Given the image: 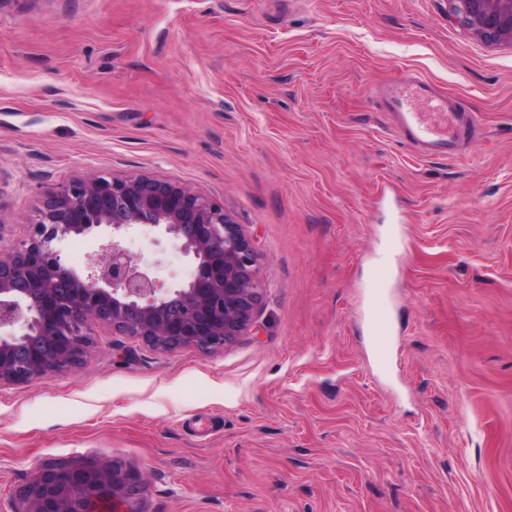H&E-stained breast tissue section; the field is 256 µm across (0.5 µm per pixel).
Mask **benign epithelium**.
<instances>
[{
    "mask_svg": "<svg viewBox=\"0 0 512 512\" xmlns=\"http://www.w3.org/2000/svg\"><path fill=\"white\" fill-rule=\"evenodd\" d=\"M470 34L512 45V0H448ZM95 228L112 240L85 272L68 265L58 243ZM172 236L194 257L191 278L166 288L121 243L143 230ZM256 254L224 206L190 188L139 176L91 175L59 186L39 208L25 242L0 252V381L28 382L77 365L106 323L163 350L224 348L252 322L260 299ZM143 474L91 459L43 461L15 492L18 512H93L111 501L143 512Z\"/></svg>",
    "mask_w": 512,
    "mask_h": 512,
    "instance_id": "benign-epithelium-1",
    "label": "benign epithelium"
}]
</instances>
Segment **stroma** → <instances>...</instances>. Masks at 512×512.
I'll return each mask as SVG.
<instances>
[{
	"instance_id": "obj_1",
	"label": "stroma",
	"mask_w": 512,
	"mask_h": 512,
	"mask_svg": "<svg viewBox=\"0 0 512 512\" xmlns=\"http://www.w3.org/2000/svg\"><path fill=\"white\" fill-rule=\"evenodd\" d=\"M409 70L481 140L418 157L375 95ZM96 173L223 204L261 299L220 350L94 322L67 372L0 381V512L46 459L138 469L145 512H512V46L448 0H0V249ZM390 279L388 271H379L374 275L373 288L375 298L370 302L368 317L374 329V339L377 343L380 360L386 361L391 355V338L393 325L391 311L386 305L387 283Z\"/></svg>"
}]
</instances>
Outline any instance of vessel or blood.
Wrapping results in <instances>:
<instances>
[{
	"instance_id": "1",
	"label": "vessel or blood",
	"mask_w": 512,
	"mask_h": 512,
	"mask_svg": "<svg viewBox=\"0 0 512 512\" xmlns=\"http://www.w3.org/2000/svg\"><path fill=\"white\" fill-rule=\"evenodd\" d=\"M378 96L391 116L394 129L421 156L457 154L461 147L479 136L472 114L459 111L452 98L422 77L402 76L393 84L379 88ZM389 279V272L375 274V297L368 311L379 356L384 361L391 355L393 336L392 315L385 302Z\"/></svg>"
}]
</instances>
